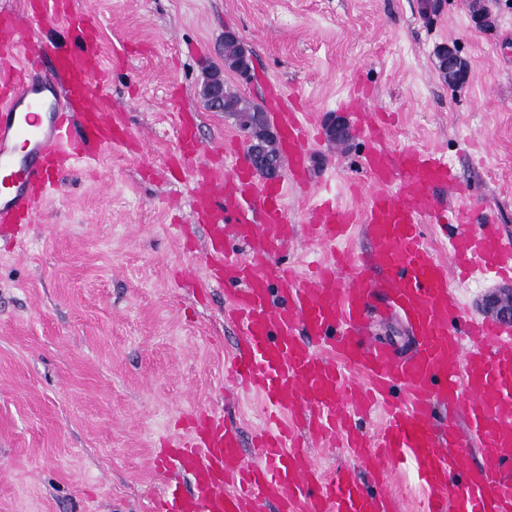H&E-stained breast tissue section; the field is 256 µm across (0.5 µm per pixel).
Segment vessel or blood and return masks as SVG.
<instances>
[{"mask_svg": "<svg viewBox=\"0 0 512 512\" xmlns=\"http://www.w3.org/2000/svg\"><path fill=\"white\" fill-rule=\"evenodd\" d=\"M58 19L76 48L24 46L0 10V168L8 172L0 224L36 223L49 187L74 165L133 140L111 107L95 24L73 0L30 14L40 29ZM48 89L56 105L43 119ZM263 103L280 130L283 177L259 176L233 139L217 149L232 167L198 165L193 198L206 227L202 261L211 279L233 287L224 317L239 346L229 375L237 393L263 399V424L246 443L222 417L200 414L192 433L168 446L170 478L190 477V488L161 491L152 512H403L386 487L389 464L413 469L425 512H512V329L465 314L456 292L478 277L511 280L512 240L493 216L474 220L461 180L440 159L383 147L381 113L357 99L346 108L371 144L364 168L375 189L360 214L317 197L309 166L317 135L281 84L268 82ZM19 142L27 152L17 165ZM397 180L402 192H390ZM439 188L447 206L435 199ZM473 220L477 230H467ZM298 222L327 254L307 274L280 258ZM357 223L369 248L355 257L336 244ZM428 224L464 225L449 240V260L433 252ZM381 301L408 323L409 357L370 338L368 314ZM374 417L377 431L363 433L359 421ZM472 446L479 460L469 465L463 451ZM314 448H345L354 461L325 469Z\"/></svg>", "mask_w": 512, "mask_h": 512, "instance_id": "b4317fda", "label": "vessel or blood"}]
</instances>
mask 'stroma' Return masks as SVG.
Returning <instances> with one entry per match:
<instances>
[{
  "instance_id": "stroma-1",
  "label": "stroma",
  "mask_w": 512,
  "mask_h": 512,
  "mask_svg": "<svg viewBox=\"0 0 512 512\" xmlns=\"http://www.w3.org/2000/svg\"><path fill=\"white\" fill-rule=\"evenodd\" d=\"M73 0L98 24L112 109L135 147L79 163L15 245L0 241V512H147L162 489L164 440L213 410L250 438L260 402L227 405L237 343L223 286L202 265L180 115L203 149L245 139L205 106L208 72L234 31L253 61L227 88L258 103L267 81L297 95L318 128L354 91L385 112L383 144L435 151L512 237V0ZM494 18L473 22L475 4ZM456 44L458 87L437 67ZM311 167L343 204L363 208L367 147L353 133Z\"/></svg>"
}]
</instances>
